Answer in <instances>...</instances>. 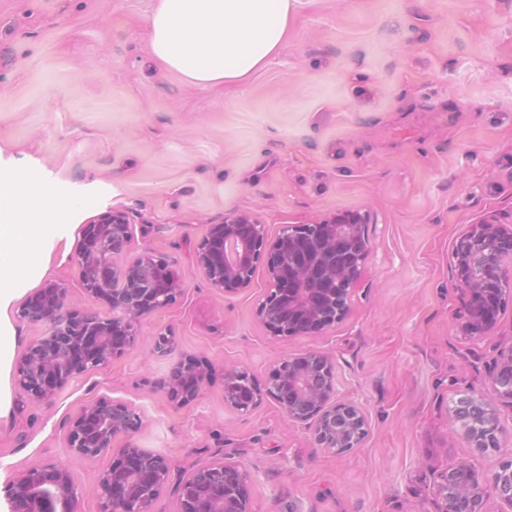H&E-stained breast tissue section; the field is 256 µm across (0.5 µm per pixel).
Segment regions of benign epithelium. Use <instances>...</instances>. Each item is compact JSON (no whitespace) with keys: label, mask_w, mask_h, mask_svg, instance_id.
<instances>
[{"label":"benign epithelium","mask_w":512,"mask_h":512,"mask_svg":"<svg viewBox=\"0 0 512 512\" xmlns=\"http://www.w3.org/2000/svg\"><path fill=\"white\" fill-rule=\"evenodd\" d=\"M358 212L335 214L307 224L267 226L248 212H236L210 226L199 242L195 262L211 285L226 293L251 285L256 264L266 259L270 288L257 317L275 336L316 335L334 326L349 310L350 293L361 276L369 251ZM130 221L123 211L109 209L83 224L75 255L81 288L89 306L67 300V288L48 283L19 307L23 321L43 327L15 364L21 391L35 402L51 400L72 379L107 366L133 345L140 321L165 309L183 291L173 264L150 253L130 255ZM512 244V228L482 220L470 225L454 242L456 272L463 275L475 258L492 255L491 242ZM489 282L475 283L470 294L467 330L478 333L493 323L483 302ZM102 306L113 312L101 314ZM209 365L183 355L159 381L170 403L196 399L209 384ZM494 391L512 400V354L492 379ZM270 396L292 421L313 422L318 444L336 453L358 447L366 434V419L354 405L334 401V367L319 352L282 360L260 390L244 369L224 370V405L250 412L261 393ZM482 411L483 425L466 428L476 448L499 442L494 414L481 398L461 397L456 408L471 400ZM141 417L126 404L98 399L84 405L67 432L71 454L95 460L112 451L115 441L136 433ZM170 473L166 457L138 448H124L99 473L93 493L99 512H150ZM458 488V473L450 471L438 484V495L449 502ZM82 491L63 464L33 466L7 490L9 512H77ZM495 496L512 508V470L499 469L483 487L466 491L464 512H486L484 502ZM180 512H251L246 474L219 461L196 465L179 488Z\"/></svg>","instance_id":"obj_1"}]
</instances>
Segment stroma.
<instances>
[{
	"label": "stroma",
	"mask_w": 512,
	"mask_h": 512,
	"mask_svg": "<svg viewBox=\"0 0 512 512\" xmlns=\"http://www.w3.org/2000/svg\"><path fill=\"white\" fill-rule=\"evenodd\" d=\"M153 6L0 0V166L84 198L73 224L124 211L132 252L166 258L184 281L106 367L48 403L14 391L0 419V502L23 470L61 463L82 491L78 512H98L93 488L112 457H74L64 433L101 398L141 416L128 446L170 462L152 512H179L180 477L210 460L246 473L252 512H442L448 469L467 464L488 483L512 460V405L491 384L512 348V268L496 323L467 334L452 246L479 221L512 226V0H300L287 44L230 88L194 86L156 63ZM236 211L273 233L366 214L370 252L348 314L316 336H274L256 315L265 265L240 292L213 288L195 250ZM79 243L62 242L43 277L75 303ZM160 331L171 356L152 352ZM310 351L332 358L337 400L367 420L360 447L342 455L270 397L246 414L224 405L225 369L262 385L282 359ZM182 354L212 378L176 407L157 382ZM464 395L489 399L498 450L475 448L454 423Z\"/></svg>",
	"instance_id": "35a3bbf8"
}]
</instances>
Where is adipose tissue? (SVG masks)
Wrapping results in <instances>:
<instances>
[{
  "label": "adipose tissue",
  "instance_id": "ef3b65f1",
  "mask_svg": "<svg viewBox=\"0 0 512 512\" xmlns=\"http://www.w3.org/2000/svg\"><path fill=\"white\" fill-rule=\"evenodd\" d=\"M299 0H156L150 48L166 69L200 87L244 85L288 40ZM30 174L0 168V418L10 414L17 331L7 316L69 238L80 201L61 198ZM53 198V197H52Z\"/></svg>",
  "mask_w": 512,
  "mask_h": 512
}]
</instances>
